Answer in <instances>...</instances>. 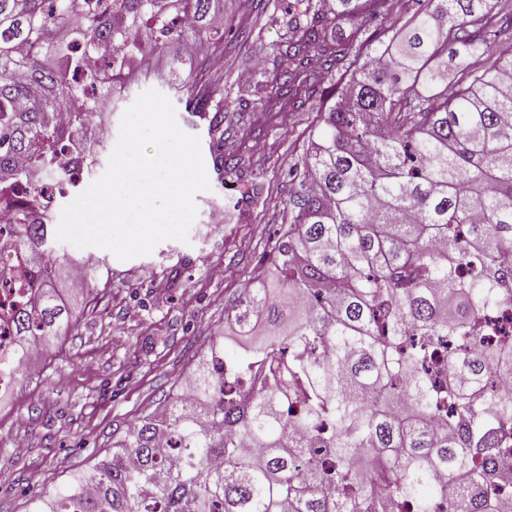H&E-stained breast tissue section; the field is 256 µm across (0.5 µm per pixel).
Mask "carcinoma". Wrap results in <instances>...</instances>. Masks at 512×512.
<instances>
[{
  "label": "carcinoma",
  "mask_w": 512,
  "mask_h": 512,
  "mask_svg": "<svg viewBox=\"0 0 512 512\" xmlns=\"http://www.w3.org/2000/svg\"><path fill=\"white\" fill-rule=\"evenodd\" d=\"M317 0L278 46L288 74L257 99L304 108L338 72L320 132L271 249L278 279L247 291L230 321L261 338L239 355L216 336L178 392L112 443V452L29 512H495L488 492L512 483L494 459L512 449V337L486 312L512 302V12L494 0ZM224 0H112L123 22L78 0H0V189L36 183L54 147L81 150L45 121L82 70L122 100L135 60L173 43L224 41ZM341 11L356 36L325 34ZM190 12V27L170 17ZM377 25L370 38L366 26ZM125 62L97 68L96 40ZM36 42L28 58L18 47ZM167 86L193 92L178 52ZM212 122L231 102L221 89ZM57 225L16 224L15 247L43 283L71 270ZM78 316L41 287L18 315L19 352H45Z\"/></svg>",
  "instance_id": "1"
}]
</instances>
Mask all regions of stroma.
Masks as SVG:
<instances>
[{"mask_svg": "<svg viewBox=\"0 0 512 512\" xmlns=\"http://www.w3.org/2000/svg\"><path fill=\"white\" fill-rule=\"evenodd\" d=\"M289 20L281 0H226L224 73L195 60L197 86L217 85L244 103L212 126L213 109L167 90L178 125L200 139L210 188L195 197L188 242L166 240L127 261L100 250V272L78 324L57 350L38 359L39 378L21 379L0 410V512H25L27 501L69 481L112 450L129 424L163 408L209 339L258 273L272 275L270 250L288 221L292 171L303 168L316 112H254V86L283 82L287 62L272 48ZM250 69L239 80L241 69ZM129 100L102 113L95 126L96 164L106 170ZM225 144L238 162L216 164ZM24 439V452L14 443Z\"/></svg>", "mask_w": 512, "mask_h": 512, "instance_id": "1", "label": "stroma"}]
</instances>
